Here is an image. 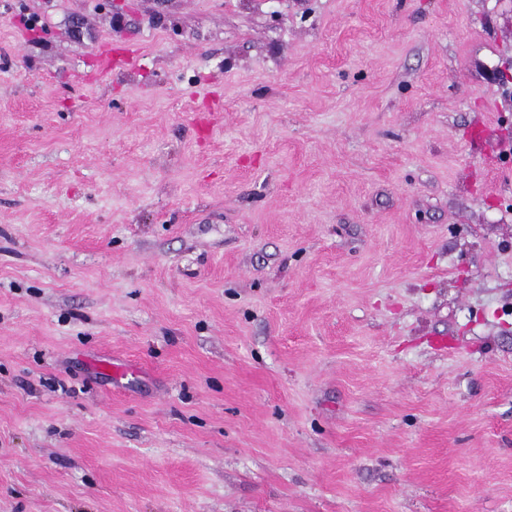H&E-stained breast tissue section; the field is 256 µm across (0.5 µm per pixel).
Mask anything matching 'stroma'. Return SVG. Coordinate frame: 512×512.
Masks as SVG:
<instances>
[{
  "mask_svg": "<svg viewBox=\"0 0 512 512\" xmlns=\"http://www.w3.org/2000/svg\"><path fill=\"white\" fill-rule=\"evenodd\" d=\"M484 129L512 0H0V512H512Z\"/></svg>",
  "mask_w": 512,
  "mask_h": 512,
  "instance_id": "1",
  "label": "stroma"
}]
</instances>
